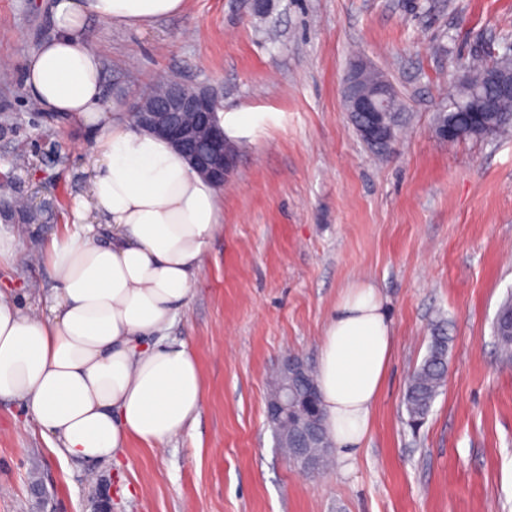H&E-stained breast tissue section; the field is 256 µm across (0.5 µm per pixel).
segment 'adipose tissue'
<instances>
[{
	"mask_svg": "<svg viewBox=\"0 0 512 512\" xmlns=\"http://www.w3.org/2000/svg\"><path fill=\"white\" fill-rule=\"evenodd\" d=\"M186 0H54L52 35L23 62L42 111L94 127L87 192L70 222L81 233L47 246L59 293L48 313L0 296V398L24 403L41 433L79 462L118 461L129 443L152 448L195 420L199 363L166 332L190 297L218 226L217 188L167 140L115 118L89 18L136 26L181 13ZM393 336L371 283L345 287L317 367L327 434L355 458L383 389Z\"/></svg>",
	"mask_w": 512,
	"mask_h": 512,
	"instance_id": "ef3b65f1",
	"label": "adipose tissue"
}]
</instances>
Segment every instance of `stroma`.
Segmentation results:
<instances>
[{
  "instance_id": "stroma-1",
  "label": "stroma",
  "mask_w": 512,
  "mask_h": 512,
  "mask_svg": "<svg viewBox=\"0 0 512 512\" xmlns=\"http://www.w3.org/2000/svg\"><path fill=\"white\" fill-rule=\"evenodd\" d=\"M51 0H0V200L32 198L37 224L0 219L24 259L0 267V290L48 310L56 283L44 255L76 233L95 134L45 117L22 63L51 32ZM106 96L117 115L157 74L211 87L221 112L263 117L242 140L220 191V227L187 305L168 330L203 379L197 420L175 439L131 443L121 468L63 457L15 401H0V512H512V363L493 333L512 294V132L455 143L434 117L471 54L512 42V0H187L177 15L130 28L96 20ZM405 106L384 154L343 105L353 54ZM28 168L13 170L15 158ZM380 288L394 331L388 378L351 471L309 475L287 461L265 416L268 377L285 352L317 364L326 322L355 279ZM448 373L420 429L405 382L434 325ZM41 482L44 499L30 488Z\"/></svg>"
}]
</instances>
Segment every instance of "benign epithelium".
<instances>
[{"instance_id": "1", "label": "benign epithelium", "mask_w": 512, "mask_h": 512, "mask_svg": "<svg viewBox=\"0 0 512 512\" xmlns=\"http://www.w3.org/2000/svg\"><path fill=\"white\" fill-rule=\"evenodd\" d=\"M495 95L480 96L468 88L466 77H461L456 89L469 96L465 112L479 118L481 126L490 124L497 112V99L512 97V79L491 74ZM394 92L387 80L373 76L367 62H353L345 76V111L361 139L378 148L393 143L395 136L387 123L389 113L395 111ZM218 101L206 86L193 90L173 81L157 96L136 101L131 107L135 124L165 138L181 152L189 166L203 178L224 186L235 173L238 153L227 142L217 119ZM436 135L448 142L460 140L464 131L456 120L445 117L434 126ZM281 380L269 389L266 399L268 421L279 425L288 417V411L304 402L309 414L300 426L290 449L291 460L302 459L305 472L316 473L315 460L305 457L304 443L317 441L321 436L319 413L316 408L317 389L308 376V364L299 355H286L279 365Z\"/></svg>"}]
</instances>
